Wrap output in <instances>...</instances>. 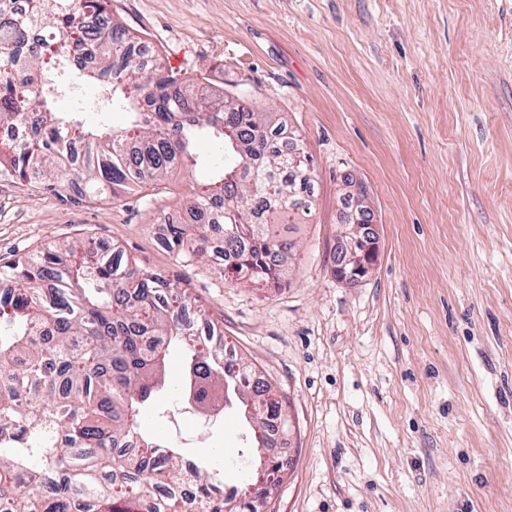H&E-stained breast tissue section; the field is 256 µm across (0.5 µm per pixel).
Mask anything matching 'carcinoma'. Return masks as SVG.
<instances>
[{
  "mask_svg": "<svg viewBox=\"0 0 512 512\" xmlns=\"http://www.w3.org/2000/svg\"><path fill=\"white\" fill-rule=\"evenodd\" d=\"M108 0H28L26 14L0 9V125L31 124L18 144L0 143V174L51 192L74 181L90 201H114L199 164L192 215L166 224L164 247L183 263L219 261L220 274L274 284L295 242L280 227L310 212L312 157L280 123L237 102L198 93L179 71L142 68ZM128 117L117 130L84 122L82 87ZM68 98L72 108L56 111ZM224 146L204 159L203 141ZM363 190L343 195L344 223L366 226ZM87 240L49 245L0 264V512H225L248 507L251 488L224 489L183 464L171 443L140 431L138 415L164 384L174 343L187 347L190 396L224 410L235 398L256 424L253 448L286 422L271 386H252L192 333L189 295L162 273L138 268L116 248L92 258Z\"/></svg>",
  "mask_w": 512,
  "mask_h": 512,
  "instance_id": "obj_1",
  "label": "carcinoma"
}]
</instances>
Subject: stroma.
Wrapping results in <instances>:
<instances>
[{
  "instance_id": "1",
  "label": "stroma",
  "mask_w": 512,
  "mask_h": 512,
  "mask_svg": "<svg viewBox=\"0 0 512 512\" xmlns=\"http://www.w3.org/2000/svg\"><path fill=\"white\" fill-rule=\"evenodd\" d=\"M208 93L299 135L310 212L277 284L177 264L160 242L195 175L118 202L0 176V259L85 238L164 273L281 397L291 465L271 512H512V0H112ZM378 256L339 281L345 179ZM170 351L147 433L229 486L255 482L238 403L201 414ZM221 448L233 459L218 456Z\"/></svg>"
}]
</instances>
